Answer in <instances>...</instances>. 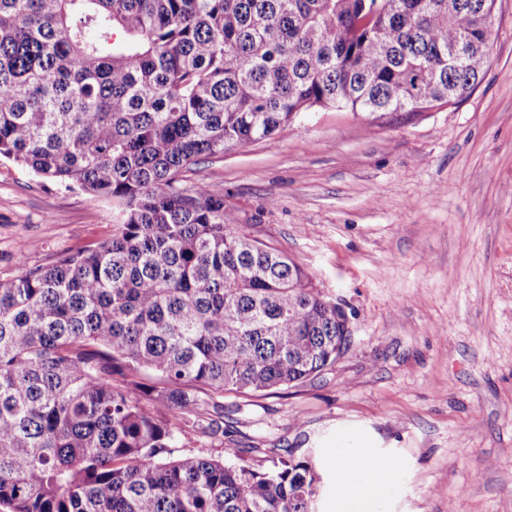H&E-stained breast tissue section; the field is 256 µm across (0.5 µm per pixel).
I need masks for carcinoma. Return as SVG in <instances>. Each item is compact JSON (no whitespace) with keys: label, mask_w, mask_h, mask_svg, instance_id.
<instances>
[{"label":"carcinoma","mask_w":512,"mask_h":512,"mask_svg":"<svg viewBox=\"0 0 512 512\" xmlns=\"http://www.w3.org/2000/svg\"><path fill=\"white\" fill-rule=\"evenodd\" d=\"M496 0H0V159L115 204L112 237L0 278L8 512H315L310 459L173 455L226 392L346 352L344 309L204 159L313 107L379 118L482 82Z\"/></svg>","instance_id":"obj_1"}]
</instances>
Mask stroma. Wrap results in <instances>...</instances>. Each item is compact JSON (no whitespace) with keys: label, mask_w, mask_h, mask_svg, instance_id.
Wrapping results in <instances>:
<instances>
[{"label":"stroma","mask_w":512,"mask_h":512,"mask_svg":"<svg viewBox=\"0 0 512 512\" xmlns=\"http://www.w3.org/2000/svg\"><path fill=\"white\" fill-rule=\"evenodd\" d=\"M187 178L307 270L352 342L301 385L225 394L232 430L184 429L177 453L242 465L294 449L321 476L316 512H341L333 451L358 448L405 471L383 512H512V0L458 103L314 107ZM114 219L111 201L0 160V278L95 247Z\"/></svg>","instance_id":"35a3bbf8"}]
</instances>
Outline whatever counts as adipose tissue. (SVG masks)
<instances>
[{
    "instance_id": "adipose-tissue-1",
    "label": "adipose tissue",
    "mask_w": 512,
    "mask_h": 512,
    "mask_svg": "<svg viewBox=\"0 0 512 512\" xmlns=\"http://www.w3.org/2000/svg\"><path fill=\"white\" fill-rule=\"evenodd\" d=\"M349 454V449L339 448L333 455L344 512H380L390 488L402 479V468L396 462L372 457L353 463Z\"/></svg>"
}]
</instances>
